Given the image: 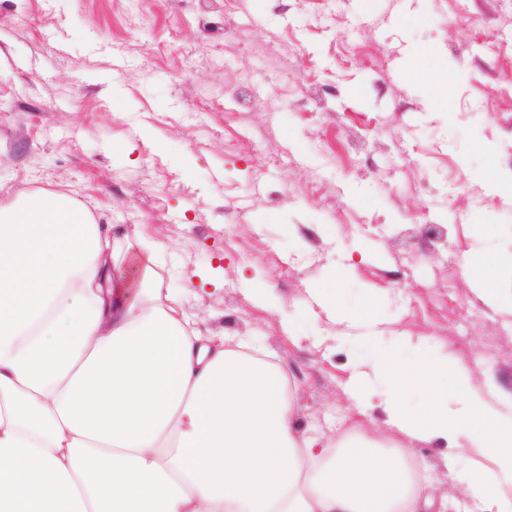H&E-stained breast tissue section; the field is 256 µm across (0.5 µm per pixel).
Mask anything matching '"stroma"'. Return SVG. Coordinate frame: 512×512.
I'll return each mask as SVG.
<instances>
[{"instance_id": "obj_1", "label": "stroma", "mask_w": 512, "mask_h": 512, "mask_svg": "<svg viewBox=\"0 0 512 512\" xmlns=\"http://www.w3.org/2000/svg\"><path fill=\"white\" fill-rule=\"evenodd\" d=\"M479 144L512 173V0H0V202L61 192L149 235L196 273L187 312L287 366L303 433L335 438L367 354L308 306L335 269L385 335L512 394V312L462 269L512 248Z\"/></svg>"}]
</instances>
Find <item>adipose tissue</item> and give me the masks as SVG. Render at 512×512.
<instances>
[{"label":"adipose tissue","instance_id":"adipose-tissue-1","mask_svg":"<svg viewBox=\"0 0 512 512\" xmlns=\"http://www.w3.org/2000/svg\"><path fill=\"white\" fill-rule=\"evenodd\" d=\"M153 243L111 240L58 193L0 204V512H427L414 444L466 437L494 467L445 458L442 476L491 512L512 484V422L501 423L457 362L372 335L344 387L358 415L379 398L403 438L300 433L287 370L254 341L204 334L162 293ZM487 304L512 253H469ZM309 294L353 327L375 299Z\"/></svg>","mask_w":512,"mask_h":512}]
</instances>
